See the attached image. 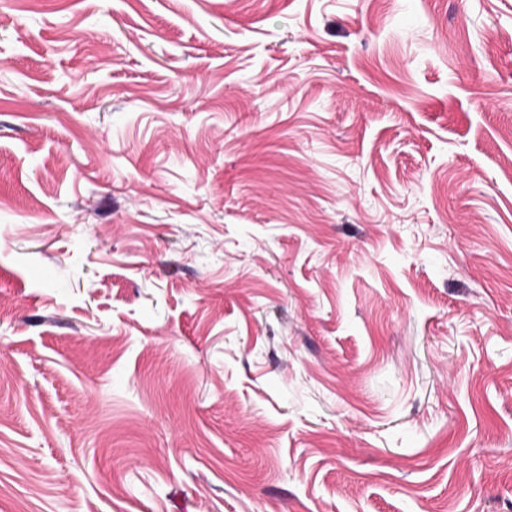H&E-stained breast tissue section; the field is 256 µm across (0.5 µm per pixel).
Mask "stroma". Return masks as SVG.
Returning a JSON list of instances; mask_svg holds the SVG:
<instances>
[{
    "label": "stroma",
    "instance_id": "stroma-1",
    "mask_svg": "<svg viewBox=\"0 0 512 512\" xmlns=\"http://www.w3.org/2000/svg\"><path fill=\"white\" fill-rule=\"evenodd\" d=\"M0 512H512V0H0Z\"/></svg>",
    "mask_w": 512,
    "mask_h": 512
}]
</instances>
